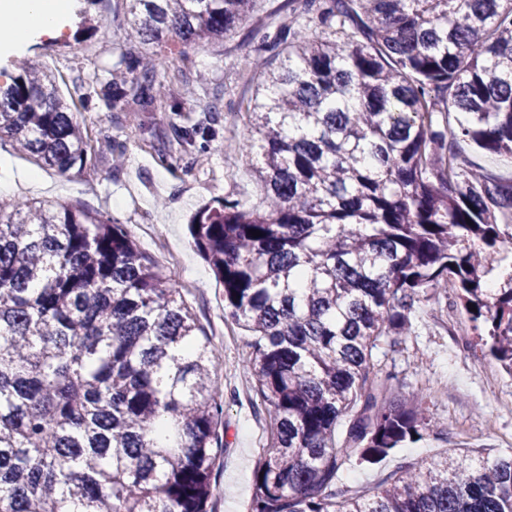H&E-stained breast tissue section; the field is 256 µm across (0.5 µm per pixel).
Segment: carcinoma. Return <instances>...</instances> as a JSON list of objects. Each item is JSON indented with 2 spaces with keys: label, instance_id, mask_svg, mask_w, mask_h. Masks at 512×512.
<instances>
[{
  "label": "carcinoma",
  "instance_id": "carcinoma-1",
  "mask_svg": "<svg viewBox=\"0 0 512 512\" xmlns=\"http://www.w3.org/2000/svg\"><path fill=\"white\" fill-rule=\"evenodd\" d=\"M122 3L138 53L120 51L102 96L179 113L154 48L230 36L257 0ZM247 39L241 151L263 197L189 219L270 415L247 512H512V452L423 459L371 496L338 486L352 457L377 463L436 427L372 362L409 333L421 292L456 288L512 376V179L457 151L512 157V0H281ZM2 137L40 166L92 171L42 68L0 87ZM217 360L127 227L0 201V512H209Z\"/></svg>",
  "mask_w": 512,
  "mask_h": 512
}]
</instances>
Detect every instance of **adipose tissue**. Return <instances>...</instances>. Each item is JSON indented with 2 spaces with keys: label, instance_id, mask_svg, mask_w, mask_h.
Returning a JSON list of instances; mask_svg holds the SVG:
<instances>
[{
  "label": "adipose tissue",
  "instance_id": "adipose-tissue-1",
  "mask_svg": "<svg viewBox=\"0 0 512 512\" xmlns=\"http://www.w3.org/2000/svg\"><path fill=\"white\" fill-rule=\"evenodd\" d=\"M68 13L69 0H0V49L60 35Z\"/></svg>",
  "mask_w": 512,
  "mask_h": 512
}]
</instances>
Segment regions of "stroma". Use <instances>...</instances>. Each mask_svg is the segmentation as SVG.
<instances>
[{"label":"stroma","instance_id":"obj_1","mask_svg":"<svg viewBox=\"0 0 512 512\" xmlns=\"http://www.w3.org/2000/svg\"><path fill=\"white\" fill-rule=\"evenodd\" d=\"M123 9L121 0H70L61 36L36 38L18 53L0 52L2 87L12 82L21 63L55 74L60 94L92 140L98 172L89 180L74 170L60 174L37 168L5 140L0 142V183L11 189L1 191L0 200L73 204L102 213L133 231L141 251L181 289L212 345L223 353L216 372L224 390V453L213 473V512H245L255 468L270 439L269 416L243 366L248 338L225 320L223 289L193 246L188 221L201 204L227 195L251 205L261 200V187L238 150L243 131L239 98L252 92L253 52L235 35L187 49L173 41L163 44L155 55L158 75L192 84L193 109L178 116L146 115V130H134L125 113L112 111L99 95L125 44ZM87 15L104 18V27L89 28L83 21ZM216 98L223 110L212 115L205 105ZM178 126L204 128L208 161L176 152ZM32 170L40 181L25 185ZM411 318L401 345L380 344L373 361L392 376L395 389L426 399L438 427L378 463L352 462L341 476L349 493H373L386 475L450 448L487 455L506 451L512 441V409L489 394L493 383L512 394V377L475 346L467 316L445 297L437 305L420 300Z\"/></svg>","mask_w":512,"mask_h":512}]
</instances>
